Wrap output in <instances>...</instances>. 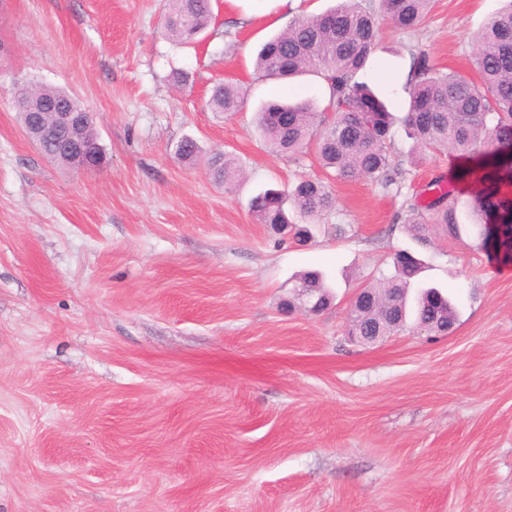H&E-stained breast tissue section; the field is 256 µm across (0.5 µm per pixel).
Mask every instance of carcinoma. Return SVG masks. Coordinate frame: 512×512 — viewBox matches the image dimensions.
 <instances>
[{
  "label": "carcinoma",
  "mask_w": 512,
  "mask_h": 512,
  "mask_svg": "<svg viewBox=\"0 0 512 512\" xmlns=\"http://www.w3.org/2000/svg\"><path fill=\"white\" fill-rule=\"evenodd\" d=\"M433 0H392L384 7L386 18L399 30L417 29L429 14ZM211 0H170L165 19L167 36L183 44L193 42L210 24ZM378 20L363 0H337L330 10L292 22L265 42L259 50L255 69L264 77L285 79L304 72L323 77L329 89L326 106L318 111L307 102L271 103L258 114V127L266 144L276 152L293 154L313 146L323 170L336 181L364 179L388 190L401 191L403 169L393 163L389 148L396 118L380 97L356 80L376 47ZM475 75L441 71L421 53L411 67L409 110L402 119L406 136L419 150H480L494 159L495 171L483 179L491 189L473 197L471 225L459 222L457 202L442 192L426 206L432 223L443 224L449 235L459 238L467 229L476 231L479 248L512 244V164L500 159L498 149L512 147V0L492 13L475 38ZM69 95L56 87L30 83L15 100L22 125L30 113L53 98ZM243 104L238 86L232 82L216 85L209 105L214 112L231 113ZM212 179L226 187L239 180L241 169L227 153H215L207 161ZM299 213L315 218L330 212L335 198L321 179H301L283 191L267 189L251 201L256 220L274 233L278 225L289 224L284 202ZM394 273L370 281L381 305L389 308L409 303L397 323L420 330L428 320V303L439 299L448 313V324L456 321L452 301L420 288L414 298L410 289L421 271L422 261L413 253L399 250L393 255Z\"/></svg>",
  "instance_id": "cac0c4a2"
}]
</instances>
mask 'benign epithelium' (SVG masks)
I'll list each match as a JSON object with an SVG mask.
<instances>
[{
	"mask_svg": "<svg viewBox=\"0 0 512 512\" xmlns=\"http://www.w3.org/2000/svg\"><path fill=\"white\" fill-rule=\"evenodd\" d=\"M88 116L89 113L76 106L71 98L65 97L47 103L46 111L36 113L31 127L42 139L51 130H56L60 143L51 158H64L77 171H92L104 165L105 155L95 142L84 136ZM293 288L301 309L315 313L329 303L328 294L314 284L301 282ZM374 306V295L363 288L355 297L352 314L358 317L373 310Z\"/></svg>",
	"mask_w": 512,
	"mask_h": 512,
	"instance_id": "1",
	"label": "benign epithelium"
}]
</instances>
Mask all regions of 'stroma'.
Instances as JSON below:
<instances>
[{
  "label": "stroma",
  "mask_w": 512,
  "mask_h": 512,
  "mask_svg": "<svg viewBox=\"0 0 512 512\" xmlns=\"http://www.w3.org/2000/svg\"><path fill=\"white\" fill-rule=\"evenodd\" d=\"M336 0H213L194 43L164 33L168 0H0V512H512V270L473 234L408 232L435 185L468 222V153L415 152L395 125L401 192L335 181L307 245L269 233L260 191L320 175L313 150L272 153L255 127L326 82L261 77L259 46ZM503 0H434L414 32L380 21L357 75L404 116L413 53L473 72V36ZM34 81L94 115L102 168L45 158L12 101ZM237 83L239 112L207 105ZM195 139L244 175L180 159ZM457 303L451 332L372 345L351 303L394 252ZM324 272L317 314L285 308ZM208 172L212 179L229 187L239 180L241 169L236 159L227 154L215 153L207 161Z\"/></svg>",
  "instance_id": "obj_1"
}]
</instances>
